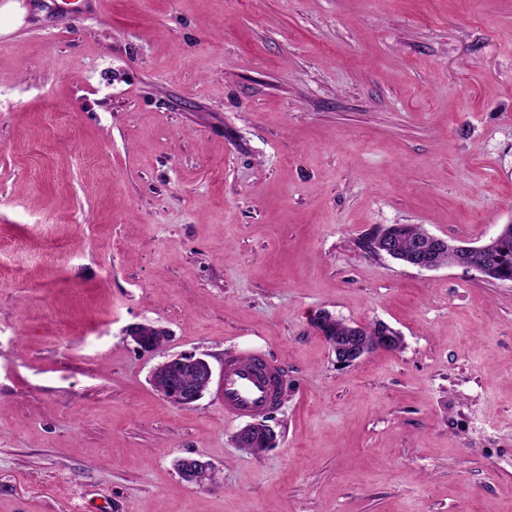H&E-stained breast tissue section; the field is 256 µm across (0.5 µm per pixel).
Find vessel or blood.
<instances>
[{"label": "vessel or blood", "mask_w": 512, "mask_h": 512, "mask_svg": "<svg viewBox=\"0 0 512 512\" xmlns=\"http://www.w3.org/2000/svg\"><path fill=\"white\" fill-rule=\"evenodd\" d=\"M222 392L226 415L260 416L279 403L282 376L271 361L259 356L248 357L225 365Z\"/></svg>", "instance_id": "vessel-or-blood-1"}]
</instances>
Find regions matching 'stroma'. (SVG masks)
Returning a JSON list of instances; mask_svg holds the SVG:
<instances>
[{"instance_id":"obj_1","label":"stroma","mask_w":512,"mask_h":512,"mask_svg":"<svg viewBox=\"0 0 512 512\" xmlns=\"http://www.w3.org/2000/svg\"><path fill=\"white\" fill-rule=\"evenodd\" d=\"M392 224H512V0H0V512H512V282ZM183 352L281 366L272 447L156 391ZM324 324L326 325L325 331L328 333L325 338L329 343L335 341L337 344L345 345L348 342L349 336L352 335L349 325L344 324L338 319H332L327 316ZM379 326L380 321H376L363 327V335L351 336V344L345 350L333 347L336 363L342 366H350L363 356L376 350H399L403 345V336L400 332L386 324L387 330L378 336L380 332ZM363 336L368 340L373 339L375 336L377 337L370 344ZM146 328L153 329L154 331H157V332L165 331V330H163V329H161L159 327H155V326H152V325L141 324V325H137V326L132 327L128 331V336L132 337L133 343L135 344V347H136V349L138 351H140L142 353H153L156 350L150 344H148L147 342L152 343L157 348H159V347L162 346V343L164 341V337L165 336H156L154 334L153 330H146L145 332H146L147 336H144V330ZM141 336H143V338L147 342H145L142 339Z\"/></svg>"}]
</instances>
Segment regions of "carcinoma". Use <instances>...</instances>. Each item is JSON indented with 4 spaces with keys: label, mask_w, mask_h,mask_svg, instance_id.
Returning <instances> with one entry per match:
<instances>
[{
    "label": "carcinoma",
    "mask_w": 512,
    "mask_h": 512,
    "mask_svg": "<svg viewBox=\"0 0 512 512\" xmlns=\"http://www.w3.org/2000/svg\"><path fill=\"white\" fill-rule=\"evenodd\" d=\"M399 247L401 260L416 252L421 243L429 236L418 224H391L385 227ZM492 243L490 252L474 250L470 246L453 244L429 255L430 263L438 267L443 264L463 266L474 263L482 266L481 273L490 280L512 281V224L500 227L498 232L489 239ZM326 340L344 345L352 335L351 328L338 319L326 317Z\"/></svg>",
    "instance_id": "1"
}]
</instances>
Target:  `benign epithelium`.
<instances>
[{
    "mask_svg": "<svg viewBox=\"0 0 512 512\" xmlns=\"http://www.w3.org/2000/svg\"><path fill=\"white\" fill-rule=\"evenodd\" d=\"M148 325L141 324L132 327L128 336L132 337L138 351L152 353L154 348L142 339ZM403 345V336L392 327L376 337L374 342H368L362 336L352 337L351 344L345 349H334L336 363L350 366L363 356L376 351H396ZM153 383L162 382L166 385L163 397L171 404L189 408L202 399L215 383V373L211 364L204 358L192 353L179 354L158 365L152 373ZM274 440L271 427L263 422H250L240 427L235 433L237 445H248L256 451L269 448ZM212 470V463L199 459L193 467L191 478L193 483L204 486Z\"/></svg>",
    "mask_w": 512,
    "mask_h": 512,
    "instance_id": "benign-epithelium-1",
    "label": "benign epithelium"
}]
</instances>
